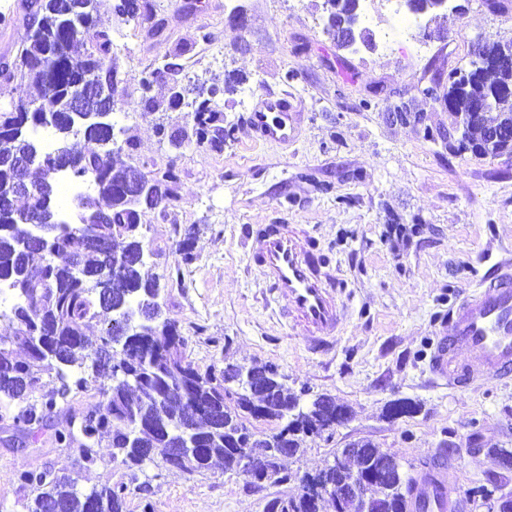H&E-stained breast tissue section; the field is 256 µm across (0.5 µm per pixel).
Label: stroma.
Here are the masks:
<instances>
[{
  "label": "stroma",
  "instance_id": "stroma-1",
  "mask_svg": "<svg viewBox=\"0 0 512 512\" xmlns=\"http://www.w3.org/2000/svg\"><path fill=\"white\" fill-rule=\"evenodd\" d=\"M138 20L117 22L115 0H98L112 31L120 79L112 119L124 159L147 172L176 162V206L140 219L145 270L158 275L165 315L187 339L199 370L269 363L294 392L326 394L352 419L331 436L308 440L286 460L315 474L339 448L359 440L393 453L403 467L456 446L451 485L458 496L480 485L512 491V470L491 451L512 450V381L475 389L434 384L429 342L449 307L502 256H512V158H478L450 148L448 76L467 67L475 39L512 40V0L493 12L483 0H449V10L395 12L389 0H363L373 35L391 44L342 49L324 31V0H143ZM27 0H0V60L16 64L27 41ZM243 13V24L228 17ZM431 36H424V28ZM175 68L188 87L240 83L218 99L233 135L223 149L192 145V108L150 112L143 74ZM431 95H423V88ZM266 93L288 94L300 112L289 144L265 142L246 116ZM411 113L398 121L395 107ZM166 127L188 145L170 148ZM304 224L344 282L351 315L327 354L309 351L278 314L248 267L245 228ZM192 233L196 261L178 267L175 244ZM180 276H171V269ZM407 398L416 413L389 419L386 405ZM0 428V512H28L30 493L16 472L44 467L71 474L79 488L125 484L130 512H266L272 498L300 494L297 483L257 489L225 474L223 463L189 475L162 460L130 468L102 441L89 469L76 448L50 436L7 445Z\"/></svg>",
  "mask_w": 512,
  "mask_h": 512
}]
</instances>
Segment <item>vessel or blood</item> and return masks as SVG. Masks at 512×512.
<instances>
[{
	"label": "vessel or blood",
	"mask_w": 512,
	"mask_h": 512,
	"mask_svg": "<svg viewBox=\"0 0 512 512\" xmlns=\"http://www.w3.org/2000/svg\"><path fill=\"white\" fill-rule=\"evenodd\" d=\"M248 125L271 143L290 141L297 134L284 95H267L251 112ZM245 247L249 268L269 286L291 330L314 349L332 347L347 319L344 289L305 225H250ZM429 370L451 387L512 378V261L494 264L452 305L447 325L431 340ZM458 508L447 461L433 457L416 465L409 512Z\"/></svg>",
	"instance_id": "1"
}]
</instances>
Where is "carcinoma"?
<instances>
[{
    "label": "carcinoma",
    "mask_w": 512,
    "mask_h": 512,
    "mask_svg": "<svg viewBox=\"0 0 512 512\" xmlns=\"http://www.w3.org/2000/svg\"><path fill=\"white\" fill-rule=\"evenodd\" d=\"M73 11H60V0H36L31 4L29 43L22 51L25 64L46 67L55 74L47 83L33 71L20 69L21 78L32 89L30 100L38 102L40 111L25 112L22 103L0 108V283L8 282L16 296L10 311L1 313L10 332L0 335V422L36 434L54 418L58 401L93 389L100 367L96 362L98 348L87 336L92 325L101 327L100 340H123L122 322L113 307L130 296H144L159 286V278L144 274L142 264L128 263L118 270L119 286L112 289V301L99 303L94 289L106 284L107 272L102 257L82 249L86 225L58 219L54 209L56 177L48 176L44 153L36 150L27 129L45 117H54L59 143L57 147L79 159L73 176H90L98 191V223L92 225L121 252L134 254L142 249L140 215L145 211H164L176 201L174 185L179 180L178 168L171 164L162 178L144 172L147 191L131 212L120 203L132 166L122 157V149L112 147L107 134L95 127L82 132L83 148L69 147L77 136L68 110V87L87 73L100 77L106 105L118 93L117 71L112 63V38L106 29H98L96 0H70ZM331 13L325 31L338 47H350L344 41L343 25L359 15L360 0H330ZM139 0H120L114 13L128 20L138 16ZM92 32L89 50H74L80 30ZM509 43L487 45L489 65L471 79L465 88L449 75L445 100L448 111L465 117L464 137L478 148L489 131L500 132L502 145L512 142V67L500 62ZM155 73L140 80L146 107L176 110L185 99L186 89L171 88L168 101L161 106L148 96ZM217 88L194 108L196 143L222 149L231 132L217 125L220 113L213 106ZM28 155L34 158L29 170L39 174L33 182L34 194L26 196L27 205L18 206L19 197L9 196L2 188L15 178L8 160ZM36 215L37 223L53 226L57 237L47 252L21 247L26 225L22 214ZM64 257L61 263L58 258ZM81 263L89 274L87 282L76 280L71 273L74 262ZM143 335L166 352L165 361L157 362L138 353L141 343L130 342L124 371L132 380L114 379V385L100 391L102 399L66 421L67 428L54 430L55 443L78 444L82 461L90 466L97 461L96 448L105 436L111 439L112 457L121 458L128 467L143 464L145 452L151 448H169L171 441L157 432L155 423L165 421L172 432L192 428L187 439L195 444V459L190 469L203 471L216 458L224 460V472L241 474V460L262 461L276 457L280 448L294 457L304 451L307 439L333 434L337 427L349 422L350 409L336 399L316 394L307 408L295 412L299 395L290 391L268 364L249 368L226 365L219 370L211 366L202 373L186 355V339L177 324L168 318L151 314ZM22 345L27 358L15 355L14 346ZM55 371L59 387L47 398L35 394L43 387V376ZM205 404L216 414L193 419L192 408ZM273 422L270 432H254L251 421ZM373 469L377 479L367 488L368 509L349 501L344 512H405L413 476L401 470L394 455L369 441H359L349 448L336 450L334 464L327 469L328 479L342 485L354 469ZM20 488L34 494V508L44 512L45 505L55 501L69 504L67 512H126L127 487L103 485L87 492L76 489L75 480L58 476L48 469H22L18 473ZM294 512H327L336 508L332 498H312L305 493L293 498Z\"/></svg>",
    "instance_id": "1"
}]
</instances>
